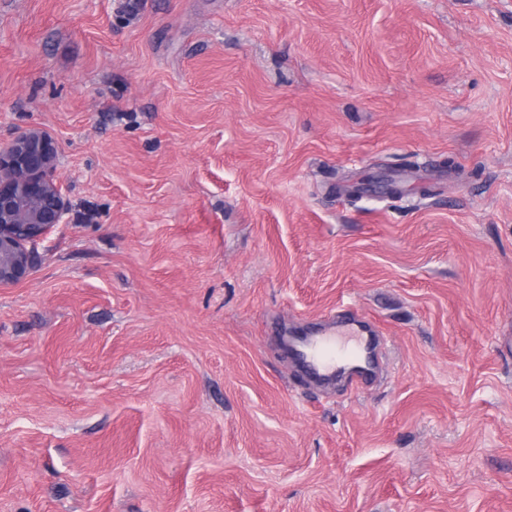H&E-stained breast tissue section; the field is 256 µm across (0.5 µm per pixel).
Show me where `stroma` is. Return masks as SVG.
<instances>
[{
    "instance_id": "obj_1",
    "label": "stroma",
    "mask_w": 512,
    "mask_h": 512,
    "mask_svg": "<svg viewBox=\"0 0 512 512\" xmlns=\"http://www.w3.org/2000/svg\"><path fill=\"white\" fill-rule=\"evenodd\" d=\"M30 127L0 512H512V0H0ZM337 312L358 390L276 334ZM57 142L40 128L0 145V288L26 281L38 264V245L68 223L56 175Z\"/></svg>"
}]
</instances>
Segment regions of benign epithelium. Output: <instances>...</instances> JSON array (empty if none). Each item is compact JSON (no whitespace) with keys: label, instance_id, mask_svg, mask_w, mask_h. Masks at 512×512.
Segmentation results:
<instances>
[{"label":"benign epithelium","instance_id":"7a95c632","mask_svg":"<svg viewBox=\"0 0 512 512\" xmlns=\"http://www.w3.org/2000/svg\"><path fill=\"white\" fill-rule=\"evenodd\" d=\"M57 142L40 128L0 145V288L26 281L38 264V245L68 223L56 175Z\"/></svg>","mask_w":512,"mask_h":512}]
</instances>
